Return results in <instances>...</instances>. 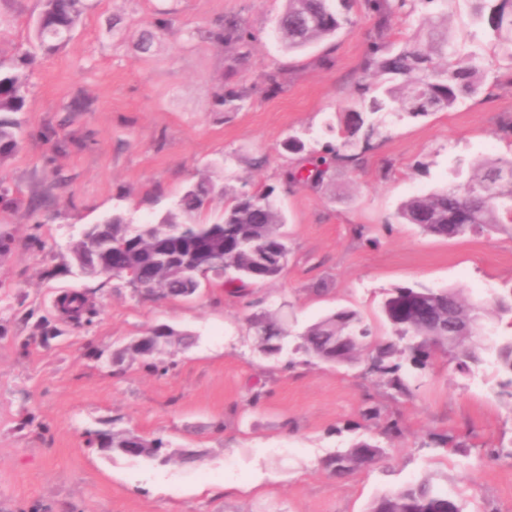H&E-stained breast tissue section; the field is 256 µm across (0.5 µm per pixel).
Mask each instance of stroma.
I'll return each mask as SVG.
<instances>
[{"instance_id": "35a3bbf8", "label": "stroma", "mask_w": 512, "mask_h": 512, "mask_svg": "<svg viewBox=\"0 0 512 512\" xmlns=\"http://www.w3.org/2000/svg\"><path fill=\"white\" fill-rule=\"evenodd\" d=\"M285 0H97L72 39L38 55L21 118L19 150L0 162V512H367L371 501L427 475L469 512H512V407L496 398L492 361L469 373L447 357L389 389L367 358L330 364L297 351L303 329L339 309L391 337L381 313L390 289L457 288L490 302L512 287V233L442 239L399 223L401 201L446 187L453 169L512 155V66L462 106L390 124L362 166L339 165L322 187L286 185L299 155L331 141L356 95L375 35L356 27L305 51L273 32ZM40 0H0V55L28 49ZM248 50L207 35L224 18ZM163 27H156V19ZM286 75L267 92V74ZM245 99L222 102L224 93ZM84 109L70 111L74 99ZM209 174L229 189L274 187L287 216L288 263L246 287L202 278L188 298L138 293L125 280L82 275L69 250L82 228L122 207L157 220ZM85 294L95 313L70 325L57 307ZM288 324L277 359L260 352L246 317ZM196 337L168 347L154 374L128 354L152 328ZM126 350L121 375L109 358ZM377 407L380 421L363 416ZM398 419L402 434L385 437ZM98 429L167 442L158 463L87 447ZM464 442L466 454L435 445ZM385 447L376 463L339 479L325 458L360 440ZM504 449L491 459L490 449Z\"/></svg>"}]
</instances>
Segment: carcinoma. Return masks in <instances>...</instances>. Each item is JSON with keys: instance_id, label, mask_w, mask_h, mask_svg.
Returning <instances> with one entry per match:
<instances>
[{"instance_id": "1", "label": "carcinoma", "mask_w": 512, "mask_h": 512, "mask_svg": "<svg viewBox=\"0 0 512 512\" xmlns=\"http://www.w3.org/2000/svg\"><path fill=\"white\" fill-rule=\"evenodd\" d=\"M468 2L472 24L483 40L462 54L448 35V13L455 0H363L365 13L374 19L376 34L387 29L393 18L403 16L415 18V37L395 49L381 41L372 43L363 72L381 76L383 81L376 86L359 84L358 105L346 113L339 143L326 146L322 154L306 153L297 166L284 171V180L320 186L337 164L359 166L362 156L355 152L359 140L367 142L380 134L388 119H418L451 110L479 94L488 78L486 49L498 50L512 61V0ZM354 3L286 0L274 29L287 52H301L354 26ZM93 7L92 0H42L34 24L33 49L0 56V162L16 151L24 135L19 114L24 111L36 52L50 54L65 45ZM212 37L221 44L246 43L235 18L224 19ZM217 191L228 195L210 176L199 177L179 197L176 207L154 224L134 227L116 213L91 226L88 239L71 245L73 259L81 269L91 265L96 261L94 244L109 241L117 250L116 262H127V270L115 277L131 283L134 276L142 274L149 277L146 293L186 297L193 280L180 267L178 247L189 248L195 240H208L218 251L212 275L222 277L232 272L234 277L228 282L242 288L280 276V259L288 253V239L281 231L287 218L274 189L236 192L217 221H197ZM396 218L401 224H414L423 233L441 238L507 230L512 224V157L477 159L466 174L461 168L455 169L447 188L406 199ZM64 305L77 321L88 312L85 298L78 293L68 295ZM382 313L398 340L374 337L358 312L340 309L309 325L301 334L300 348L312 359L334 364L353 363L364 354L386 386L403 396L411 393L409 370H426L437 354L448 356L461 371L482 362L486 351L481 344L485 307L465 302L454 288H395L383 302ZM248 321L263 354L275 357L282 353L288 330L273 314L254 313ZM155 337L165 338L167 346L191 342L190 334L160 326L151 337L131 345V350L145 359V366L156 371L160 366L149 361L157 351ZM492 352L498 370L506 375L497 396L512 406V340L495 345ZM88 442L109 453L149 460L159 457L166 447L161 438L147 439L129 430L91 436ZM384 453L378 442L361 440L326 458L323 466L343 477L375 463ZM368 512L465 510L460 499L424 478L377 496Z\"/></svg>"}]
</instances>
